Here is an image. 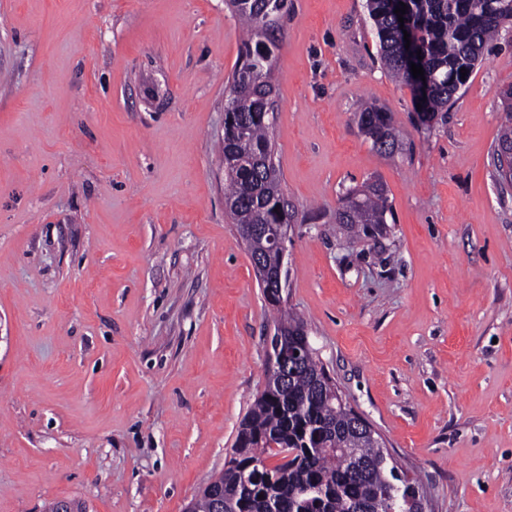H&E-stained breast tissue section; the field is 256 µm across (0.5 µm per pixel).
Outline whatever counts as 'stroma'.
I'll use <instances>...</instances> for the list:
<instances>
[{
    "label": "stroma",
    "instance_id": "stroma-1",
    "mask_svg": "<svg viewBox=\"0 0 512 512\" xmlns=\"http://www.w3.org/2000/svg\"><path fill=\"white\" fill-rule=\"evenodd\" d=\"M364 4L291 0L276 33L286 305L429 512H512V27L425 126ZM241 45L224 0H0V512H184L223 470L274 329L224 212ZM374 179L395 222L360 244L333 214ZM503 98L507 103L505 106L504 120L497 139L498 143L494 149V166L501 188L507 192L508 188L505 187V179L503 177L501 143L504 138H508L510 135L512 137V86L503 92ZM355 119L360 133L369 139L381 154L393 157L398 143L401 147L399 151L402 149L399 132L389 112L365 102L355 113Z\"/></svg>",
    "mask_w": 512,
    "mask_h": 512
}]
</instances>
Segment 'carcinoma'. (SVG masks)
I'll return each mask as SVG.
<instances>
[{"mask_svg":"<svg viewBox=\"0 0 512 512\" xmlns=\"http://www.w3.org/2000/svg\"><path fill=\"white\" fill-rule=\"evenodd\" d=\"M406 22L414 36L412 53L401 43L392 0H366L383 67L410 88L421 104L419 117L430 124L448 111L466 86L488 43L512 24V0H405ZM247 39L225 87L224 203L237 228L288 224L297 208L282 193L278 174L267 175L261 161L273 153L276 43L260 36L288 14V0H231ZM423 67L415 78L411 64ZM467 69V76L460 69ZM498 141L512 136V86ZM358 129L387 157L395 155L400 135L390 113L363 103L355 113ZM392 207L380 181L350 189L340 199L335 223L366 242L382 233ZM250 255L278 265L260 235L242 236ZM267 302L280 313L274 329L282 347L299 351L301 363L288 368V380L266 374L264 390L241 423L224 471L214 487L224 512H415L420 484L399 469L380 436L352 424L353 410L316 359L304 320L277 299ZM281 457L269 466L266 458ZM256 474L248 483L243 477ZM185 512H215L204 489Z\"/></svg>","mask_w":512,"mask_h":512,"instance_id":"obj_1","label":"carcinoma"}]
</instances>
